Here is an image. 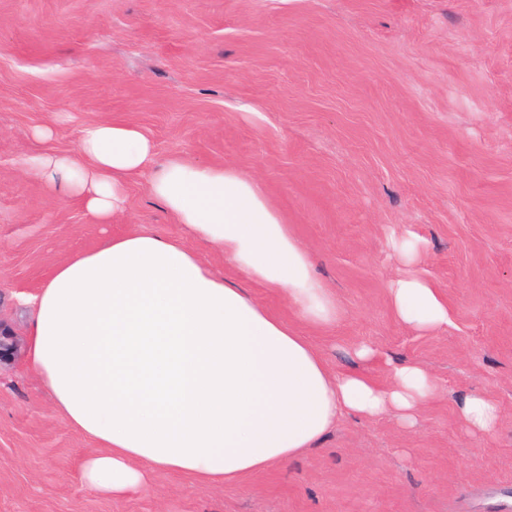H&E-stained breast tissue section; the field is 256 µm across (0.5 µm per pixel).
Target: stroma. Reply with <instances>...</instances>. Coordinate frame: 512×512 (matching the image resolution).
<instances>
[{
    "label": "stroma",
    "instance_id": "1",
    "mask_svg": "<svg viewBox=\"0 0 512 512\" xmlns=\"http://www.w3.org/2000/svg\"><path fill=\"white\" fill-rule=\"evenodd\" d=\"M138 125L161 156L253 176L340 317L298 327L331 374L388 381L416 362L439 395L414 427L349 417L312 448L231 485L156 472L113 500L80 479L96 445L24 359L0 364V512H512V0H0V321L27 345L48 274L108 226L52 197L21 161L91 123ZM51 125L50 140L33 138ZM112 222L183 234L143 179ZM422 252L404 265L392 240ZM437 288L450 324L400 321L389 284ZM375 351L362 366L349 352ZM500 409L466 430L458 399ZM459 417L472 431L493 432L500 421V411L496 402L482 393H470L458 403Z\"/></svg>",
    "mask_w": 512,
    "mask_h": 512
}]
</instances>
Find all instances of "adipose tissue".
Returning a JSON list of instances; mask_svg holds the SVG:
<instances>
[{"label":"adipose tissue","instance_id":"1","mask_svg":"<svg viewBox=\"0 0 512 512\" xmlns=\"http://www.w3.org/2000/svg\"><path fill=\"white\" fill-rule=\"evenodd\" d=\"M23 166L102 224L124 208L129 182L145 178L187 234H110L57 266L32 298L25 357L59 413L101 447L81 466L88 487L123 499L144 492L156 471L234 483L294 457L347 416L413 424L437 394L435 378L413 363L392 366L384 388L357 373L331 376L306 336L210 269L206 249L284 295L302 322L339 317L306 246L236 169L160 157L124 120L85 126L69 152ZM390 297L406 324L448 323L447 301L419 277L394 281ZM458 412L475 432L500 421L482 393L464 396Z\"/></svg>","mask_w":512,"mask_h":512}]
</instances>
